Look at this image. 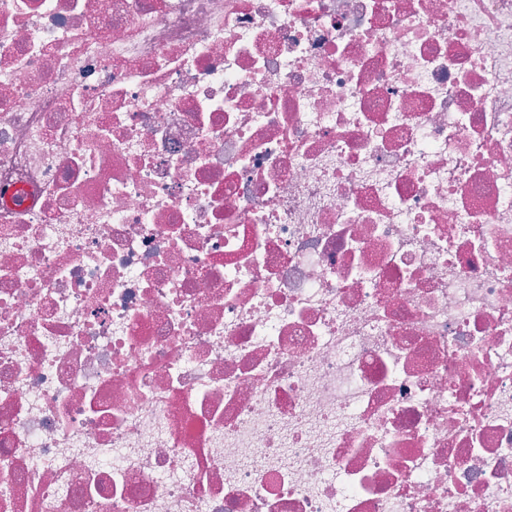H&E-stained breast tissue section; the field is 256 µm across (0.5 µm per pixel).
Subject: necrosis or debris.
<instances>
[{
    "label": "necrosis or debris",
    "mask_w": 512,
    "mask_h": 512,
    "mask_svg": "<svg viewBox=\"0 0 512 512\" xmlns=\"http://www.w3.org/2000/svg\"><path fill=\"white\" fill-rule=\"evenodd\" d=\"M0 512H512V0H0Z\"/></svg>",
    "instance_id": "obj_1"
}]
</instances>
